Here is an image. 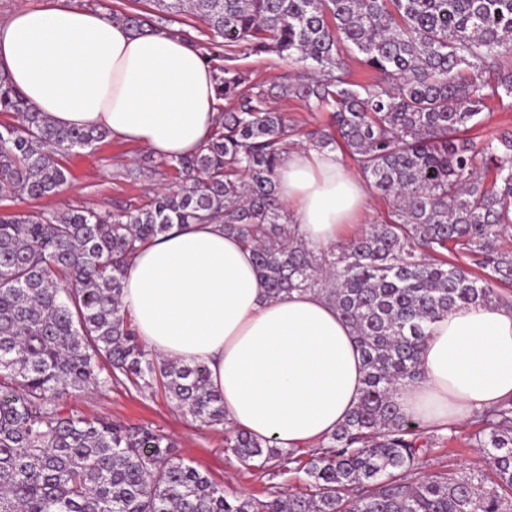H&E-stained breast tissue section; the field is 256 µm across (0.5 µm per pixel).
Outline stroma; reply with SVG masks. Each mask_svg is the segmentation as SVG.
Returning a JSON list of instances; mask_svg holds the SVG:
<instances>
[{
  "label": "stroma",
  "instance_id": "35a3bbf8",
  "mask_svg": "<svg viewBox=\"0 0 512 512\" xmlns=\"http://www.w3.org/2000/svg\"><path fill=\"white\" fill-rule=\"evenodd\" d=\"M279 107L298 130L290 143L294 149L306 146L307 131L329 122L328 113L312 111L297 98L281 100ZM506 130L512 131V98L488 101L466 135L479 142L492 132ZM149 156L143 147L110 137L102 145L76 149L65 157L69 179L59 195L40 201L20 198L0 206L28 213L81 205L103 213L118 205L143 206L154 194L177 181L175 173H154L148 164ZM57 404L66 412L142 426L169 437L176 442L177 453L186 464L222 486L229 495L264 499L271 490L285 493L300 490L303 485L302 475L280 474L271 464L259 468L241 465L225 446L223 427L202 425L159 390L116 384L103 392L89 390L61 396ZM473 430L472 424H464L455 429L454 440L444 439L423 449L413 479L421 481L436 475L460 478L480 469V452L466 443Z\"/></svg>",
  "mask_w": 512,
  "mask_h": 512
}]
</instances>
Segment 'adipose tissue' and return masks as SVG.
Segmentation results:
<instances>
[{
  "label": "adipose tissue",
  "mask_w": 512,
  "mask_h": 512,
  "mask_svg": "<svg viewBox=\"0 0 512 512\" xmlns=\"http://www.w3.org/2000/svg\"><path fill=\"white\" fill-rule=\"evenodd\" d=\"M0 72L58 127H104L163 159L202 151L218 117L214 73L186 37L135 34L78 0L0 21ZM275 182L312 246L339 242L368 205L361 178L329 149L289 151ZM122 284V307L149 350L207 365L230 428L303 451L360 401L352 326L322 295L268 297L252 250L223 225L175 227L135 255ZM420 368L394 395L416 425L445 431L511 400L512 306L470 305L434 321Z\"/></svg>",
  "instance_id": "1"
}]
</instances>
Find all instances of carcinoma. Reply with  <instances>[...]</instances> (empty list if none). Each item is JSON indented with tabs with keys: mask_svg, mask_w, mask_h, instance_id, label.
<instances>
[{
	"mask_svg": "<svg viewBox=\"0 0 512 512\" xmlns=\"http://www.w3.org/2000/svg\"><path fill=\"white\" fill-rule=\"evenodd\" d=\"M189 15L184 36L215 63L222 112L206 148L165 161L182 186L137 209L0 211V512H512V400L480 415L470 437L493 474L409 480L421 448L393 400L421 378L430 325L458 306L497 303L512 284V132L460 137L486 100L512 98V0H156ZM120 21L156 30L140 13ZM375 73L351 79L342 52ZM276 53L302 70L269 90L239 61ZM299 98L327 111L306 133L341 147L382 194L391 218L339 251L296 236L275 171L297 129L271 105ZM0 201L47 199L68 182L62 162L104 128H57L0 75ZM219 223L253 250L268 295L317 291L336 304L362 352L358 406L306 454L245 432L225 436L244 465L302 472L305 491L228 496L147 428L65 414L55 399L124 380L161 388L192 418L224 425V399L204 364L146 349L122 308L136 253L176 224ZM465 249L482 274L448 261Z\"/></svg>",
	"mask_w": 512,
	"mask_h": 512,
	"instance_id": "cac0c4a2",
	"label": "carcinoma"
}]
</instances>
